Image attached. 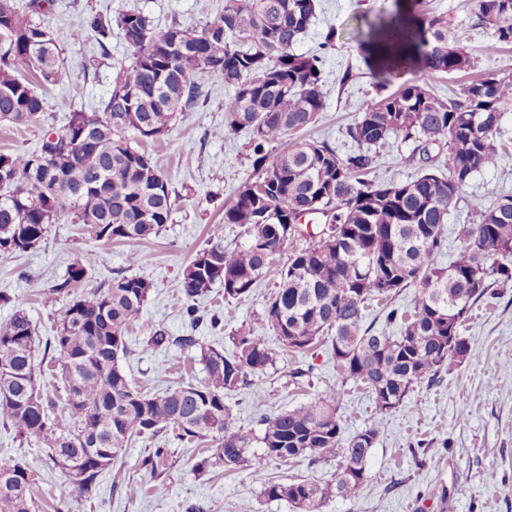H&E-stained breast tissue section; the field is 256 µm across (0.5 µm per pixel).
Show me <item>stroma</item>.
<instances>
[{
    "label": "stroma",
    "instance_id": "obj_1",
    "mask_svg": "<svg viewBox=\"0 0 512 512\" xmlns=\"http://www.w3.org/2000/svg\"><path fill=\"white\" fill-rule=\"evenodd\" d=\"M415 19L426 22L442 16L458 33L473 66L465 72H428L418 68L390 77L387 90L395 92L407 81H418L440 98H461L463 89L486 72L512 77V46L495 44L490 33L475 27L478 0H405ZM394 0H319L317 18L296 44V52L318 51L327 29H335L333 49L323 54L322 92L325 108L318 122L303 131L304 139L329 141L338 155L351 152L346 134L360 106L377 99L381 76L368 63L364 34ZM139 11L154 25L172 21L185 24L198 18L197 0H54L45 22L61 36V66L55 83L40 92L45 109L39 124L15 127L0 123V152L35 150L45 131L64 124L75 110L94 112L119 68L130 67L132 57L120 38L99 44L87 30L88 15L111 18L122 11ZM206 100L178 113L168 136L144 141L140 150L150 154L169 180L176 202L172 219L158 236L126 242L104 243L91 237L88 227L61 219L50 228L39 248L17 255H0V291L10 303H0V321L15 307L24 308L40 341H50L59 316L45 306L33 283L48 286L63 279L68 265L85 251L98 255L84 282L85 288L106 287L116 274L141 276L154 290L144 308L146 318L168 336H192L197 346L178 344L154 351L144 349L138 328L127 336L131 356L121 366L128 379L153 394L205 377L201 346L224 348L225 338L241 324L254 325L257 335L275 344L262 322L266 298L279 280V271L295 241H287L283 254L257 282L252 294L225 299L223 286H214L199 302L200 320L190 323L182 312L178 292L186 265L201 250L221 243L232 247L242 238L236 225L225 223L224 208L241 187L257 174L245 147L247 133L224 136V102L232 93L223 80L203 78ZM498 140L506 145L495 166L476 173L465 189L457 211L448 219L443 260L460 250L459 230L472 215L473 204L493 196H512V110L504 114ZM412 143L393 137L380 148L372 177L377 181L410 179L420 163L412 157ZM138 253L129 264V253ZM491 296L474 305L464 336L469 353L455 370L441 373L438 381L422 382L406 407L388 417L385 428L367 459L368 480L353 498L330 495L322 512H512V284L493 285ZM307 382L294 383L289 372L292 356L279 355L273 368L255 383L226 395L225 402L239 426L259 431V413L294 408L330 387H341L340 413L346 435L360 431L375 410L366 390L342 383L336 363L326 348L316 350ZM168 451L161 476L143 465L154 447ZM206 441L187 443L173 435L157 440L132 441L112 466L99 475L92 495L82 499L76 512H296L288 502L268 499L251 468L228 473L213 469L197 472ZM25 457L36 471L33 512H52L54 499L73 496L71 484L59 469L48 466L35 444L20 442L13 431L0 427V459ZM337 462L310 463L299 457L265 464L268 478L292 482L306 477L321 484L336 483ZM497 483H487L489 472ZM142 486L128 497L126 484Z\"/></svg>",
    "mask_w": 512,
    "mask_h": 512
}]
</instances>
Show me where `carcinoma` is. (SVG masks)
Listing matches in <instances>:
<instances>
[{"label": "carcinoma", "mask_w": 512, "mask_h": 512, "mask_svg": "<svg viewBox=\"0 0 512 512\" xmlns=\"http://www.w3.org/2000/svg\"><path fill=\"white\" fill-rule=\"evenodd\" d=\"M53 3L28 0L20 7L0 0L1 122L26 126L44 111L36 82L55 79L61 48L53 30L30 16L46 15ZM318 7V0H224L216 14L202 4L195 24L174 20L165 27L140 12L88 17L101 45L117 29L132 50L131 67L118 73L100 111L75 110L54 129L62 148L48 152L42 144L32 153L0 154V190H6L0 254L37 249L64 214L89 225L97 240L159 235L173 211L169 182L130 141L168 135L176 114L195 108L204 95L200 76H217L234 88L224 103V133H249L258 178L224 208V223L244 228L245 242L206 248L183 270L185 313L191 323L199 321L197 302L217 282L226 299L249 295L285 243L305 239L280 270L263 321L281 351L296 358L294 383L312 372L304 358L329 346L342 381L368 389L375 413L345 437L340 389L330 387L291 410L262 414L259 435L241 428L224 395L275 366L278 352L248 324L228 336L227 351L200 346L192 336L171 340L143 317L151 281L119 274L105 288L78 289L94 263L86 252L63 280L40 289L45 303L61 306L46 344L48 363L36 362L39 343L25 309L0 323V423L19 440L43 446L60 471L67 463L77 467L79 479L67 481L80 497L92 492L129 441L165 431L209 440L200 471L238 470L257 445L264 462L339 458L336 494L355 497L387 417L420 383L463 362L469 347L461 329L473 306L492 283H512V196L475 205L472 222L462 228V248L448 265L438 261L448 216L474 175L500 156L496 133L512 107V78L488 73L467 85L463 98L446 101L417 82L406 84L358 113L346 130L354 149L343 158L325 140L290 143L325 106L322 57L294 50ZM475 27L490 31L499 45H512V0H480ZM376 42L384 53L407 54L428 71L473 67L441 17L425 32L396 12L368 27V50ZM392 136L413 141L424 162L412 181L370 179L376 150ZM433 145L439 147L435 158L429 156ZM308 214L323 218L319 232L297 222ZM412 287L413 310L385 315L387 323L399 324L396 335L364 324L370 302L389 305ZM132 326L153 349L172 342L200 346L204 380L158 396L134 387L120 366L132 354L126 340ZM45 365L60 366L64 397L41 392ZM253 476L264 482L268 498L286 500L298 512H320L328 496L313 478L274 482L259 465ZM35 482L23 458L0 461V512H31Z\"/></svg>", "instance_id": "cac0c4a2"}]
</instances>
